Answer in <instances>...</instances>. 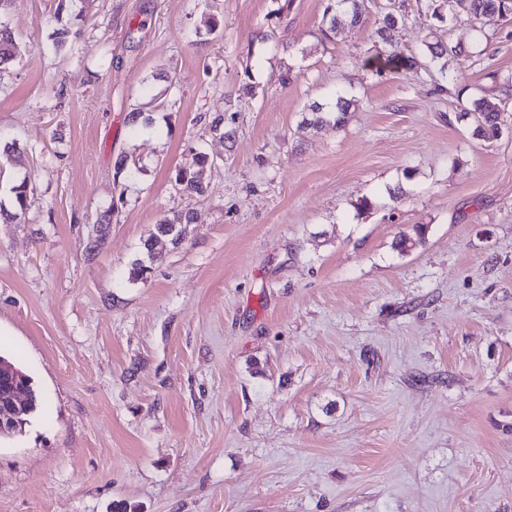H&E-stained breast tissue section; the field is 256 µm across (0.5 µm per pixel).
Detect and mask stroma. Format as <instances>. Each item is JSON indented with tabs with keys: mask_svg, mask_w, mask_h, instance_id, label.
Returning <instances> with one entry per match:
<instances>
[{
	"mask_svg": "<svg viewBox=\"0 0 512 512\" xmlns=\"http://www.w3.org/2000/svg\"><path fill=\"white\" fill-rule=\"evenodd\" d=\"M432 3L366 0L328 40L325 0H0V205L34 189L0 222V353L40 399L0 439V512H512V23L477 50ZM340 95L342 126L304 124ZM507 109L501 108L485 97L474 98L460 104L459 119L473 118L477 123L476 130L479 135L485 138L498 137L502 132V112ZM196 163L199 166L198 170L189 171L182 168L176 173L175 182L187 196L203 195L207 188L204 172L208 164V157L205 154H199ZM194 220V212L190 210L180 211L173 214L172 219L160 225L158 228V236L147 240L143 244L149 259L153 262L159 260L162 257L161 252L157 251V245L159 244L158 242L160 237H171L170 241L176 243L178 240H180L181 236V229H179V226H181V224H192L194 223Z\"/></svg>",
	"mask_w": 512,
	"mask_h": 512,
	"instance_id": "obj_1",
	"label": "stroma"
}]
</instances>
